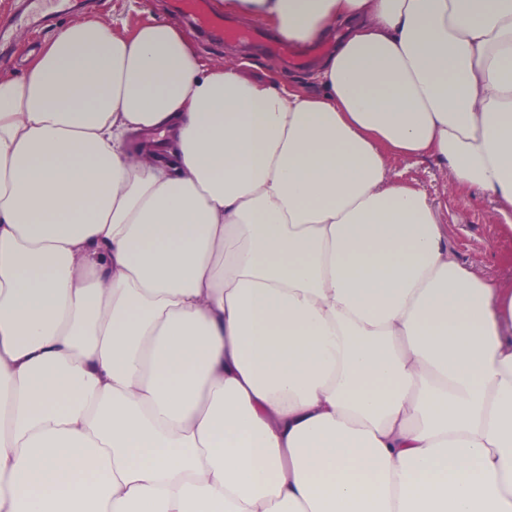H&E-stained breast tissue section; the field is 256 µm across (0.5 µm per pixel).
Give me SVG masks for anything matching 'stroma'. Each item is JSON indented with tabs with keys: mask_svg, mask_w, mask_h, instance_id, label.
Wrapping results in <instances>:
<instances>
[{
	"mask_svg": "<svg viewBox=\"0 0 512 512\" xmlns=\"http://www.w3.org/2000/svg\"><path fill=\"white\" fill-rule=\"evenodd\" d=\"M92 2L91 9H72L37 27L14 31L11 42L0 44V76L23 75L47 39L68 23L88 15L110 23L114 32L122 36L131 34L146 21L165 20L183 29L209 62L223 64L232 58L231 49L224 45V35L228 28L234 27L233 18H222L219 27L202 29L191 24L180 6L172 5L171 0H152L148 9L139 7L135 0ZM274 41V31L259 23L244 40L247 54L260 64L262 75L273 73L284 82L306 80L313 72L314 62L291 64L274 50ZM391 169L394 176L418 185L428 194L436 217L447 226L451 247L463 265L512 284V235L503 232L505 218L488 198L478 195L464 202L457 201L447 172L425 161L396 159Z\"/></svg>",
	"mask_w": 512,
	"mask_h": 512,
	"instance_id": "stroma-1",
	"label": "stroma"
}]
</instances>
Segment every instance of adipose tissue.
<instances>
[{
	"mask_svg": "<svg viewBox=\"0 0 512 512\" xmlns=\"http://www.w3.org/2000/svg\"><path fill=\"white\" fill-rule=\"evenodd\" d=\"M317 91L95 18L0 78V512H512V0H224ZM394 176L418 185L434 202L440 224H446L452 250L465 266L484 276L512 284V235L502 231L506 218L486 197L459 202L448 173L434 164L407 159L391 162Z\"/></svg>",
	"mask_w": 512,
	"mask_h": 512,
	"instance_id": "obj_1",
	"label": "adipose tissue"
}]
</instances>
